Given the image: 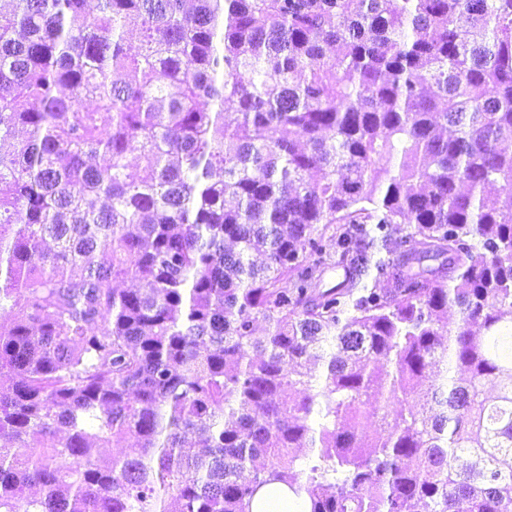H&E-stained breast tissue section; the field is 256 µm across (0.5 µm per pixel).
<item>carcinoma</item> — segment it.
<instances>
[{"mask_svg":"<svg viewBox=\"0 0 512 512\" xmlns=\"http://www.w3.org/2000/svg\"><path fill=\"white\" fill-rule=\"evenodd\" d=\"M509 140L512 0H0V512H504ZM304 501L295 497L281 484H272L259 490L252 504V512H304Z\"/></svg>","mask_w":512,"mask_h":512,"instance_id":"cac0c4a2","label":"carcinoma"}]
</instances>
